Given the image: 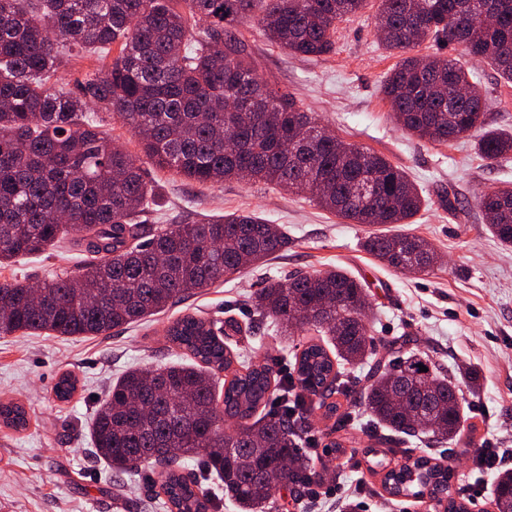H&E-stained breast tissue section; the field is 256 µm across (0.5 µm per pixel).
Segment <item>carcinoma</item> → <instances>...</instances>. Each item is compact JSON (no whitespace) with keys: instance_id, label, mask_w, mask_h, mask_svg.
I'll list each match as a JSON object with an SVG mask.
<instances>
[{"instance_id":"obj_1","label":"carcinoma","mask_w":512,"mask_h":512,"mask_svg":"<svg viewBox=\"0 0 512 512\" xmlns=\"http://www.w3.org/2000/svg\"><path fill=\"white\" fill-rule=\"evenodd\" d=\"M0 0V265L43 255L68 238L82 248L78 273L37 286L0 282V335L51 332L100 336L164 311L195 292L263 264L288 245L279 224L251 212H228L151 232L136 218L152 209L137 160L103 136L95 104L128 126L158 168L200 185L247 178L295 195L353 224L371 228L362 248L404 272L428 273L439 262L430 242L386 233L409 224L426 199L406 172L384 156L329 132L297 99L259 77L240 28L256 24L280 48L302 57L336 50L337 25L366 0ZM385 49L405 53L383 94L408 133L445 144L477 136L487 160L512 158V133L491 128L487 103L469 73L449 55L409 51L431 40L486 61L512 83V0H377ZM119 47L112 61L76 89L51 88L72 54ZM489 230L512 247V185L482 193ZM369 293L344 271L271 280L256 293L254 326L285 336L313 331L292 370L275 373L233 356L213 324L184 315L166 339L186 362L133 369L112 382L91 428L95 455L112 469L161 468L158 494L170 512H213L210 478L224 484L241 512H266L281 475L294 499L323 478L299 442L310 417L336 414L350 367L370 364L362 386L366 436L393 443L387 430L424 436L441 447L462 428L459 379L427 365L417 352L374 360L366 322ZM238 368H233V365ZM226 373L224 396L218 374ZM0 423L27 426L24 409L0 405ZM196 458L199 473H183ZM451 470L435 458L404 456L383 473L391 496L430 500L463 512L448 494ZM494 512H512V470L496 478Z\"/></svg>"}]
</instances>
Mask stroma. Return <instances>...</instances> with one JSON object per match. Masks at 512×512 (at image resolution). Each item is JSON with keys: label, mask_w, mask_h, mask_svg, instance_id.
Returning <instances> with one entry per match:
<instances>
[{"label": "stroma", "mask_w": 512, "mask_h": 512, "mask_svg": "<svg viewBox=\"0 0 512 512\" xmlns=\"http://www.w3.org/2000/svg\"><path fill=\"white\" fill-rule=\"evenodd\" d=\"M376 26L373 8H366L340 25L335 54L318 59L287 53L258 27L243 34L263 78L293 94L330 132L385 156L416 183L427 204L413 223L395 230L430 241L441 257L438 266L411 274L382 265L361 248L366 227L347 223L308 198L246 180L202 186L147 166L156 193L155 206L144 217L148 228L245 211L282 225L288 245L263 268L246 269L106 336H0V403L23 405L29 418L19 432L0 425V512H163L150 470L118 478L93 457L89 425L112 381L130 368L178 360L165 330L186 314L224 321V341L232 350L292 367L295 359L277 336L258 340L248 333L251 297L264 278L334 269L352 273L368 288L367 321L379 356L393 358L405 345L448 373L474 372L475 386L463 389L466 421L448 461L451 494L461 500L465 487L482 485L483 496L470 500L471 508L493 512L494 479L499 470L512 468V251L489 231L476 198L512 184V161L481 158L470 135L438 145L399 129L382 85L400 55L380 45ZM458 61L488 101L489 125L511 132L512 84L479 59L462 55ZM77 265L76 254L53 251L0 266V281L34 284L76 272ZM66 373L76 378L77 390L62 401L55 386ZM340 404L349 417L345 426L319 415L310 429L320 442L333 438L347 450L344 457L322 460L326 483L342 484L340 500L357 503L360 512H427L424 503L383 491L369 450L377 448L387 463L393 457L360 429L357 392ZM487 440L500 457L498 468L476 464Z\"/></svg>", "instance_id": "obj_1"}]
</instances>
